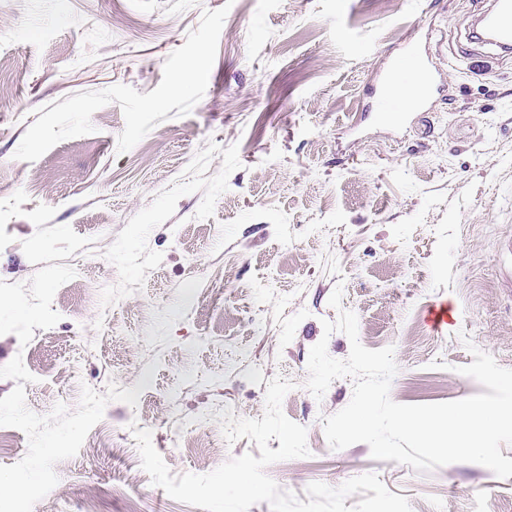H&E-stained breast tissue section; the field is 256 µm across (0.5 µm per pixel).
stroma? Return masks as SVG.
<instances>
[{
  "mask_svg": "<svg viewBox=\"0 0 512 512\" xmlns=\"http://www.w3.org/2000/svg\"><path fill=\"white\" fill-rule=\"evenodd\" d=\"M483 0H0V281L76 266L60 321L22 356L28 408L79 406L82 387L141 388L109 402L79 453L58 462L67 512H203L142 469L133 428L172 474H205L257 446L217 418H261L270 379L309 456L266 474L304 496L376 473L411 512H512V478L458 462L421 473L332 449L309 351L346 359L340 311L369 349L394 347L390 397L461 400L472 348L512 368V300L497 240L512 234V54L474 69L457 52ZM435 65L425 121L368 112L393 57ZM342 286L340 307L329 298ZM454 310L448 328L430 311Z\"/></svg>",
  "mask_w": 512,
  "mask_h": 512,
  "instance_id": "35a3bbf8",
  "label": "stroma"
}]
</instances>
